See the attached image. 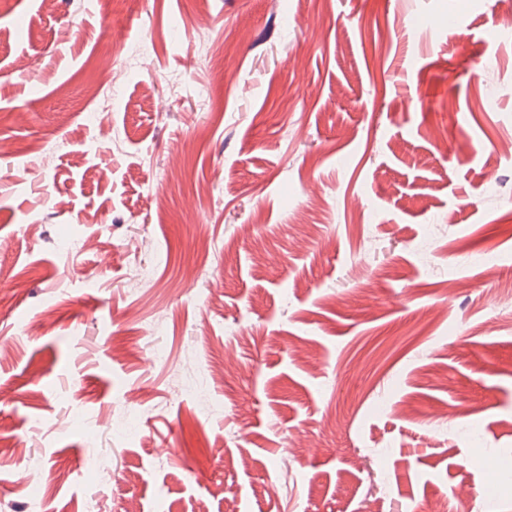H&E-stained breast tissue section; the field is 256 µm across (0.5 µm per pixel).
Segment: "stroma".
I'll list each match as a JSON object with an SVG mask.
<instances>
[{
  "instance_id": "1",
  "label": "stroma",
  "mask_w": 512,
  "mask_h": 512,
  "mask_svg": "<svg viewBox=\"0 0 512 512\" xmlns=\"http://www.w3.org/2000/svg\"><path fill=\"white\" fill-rule=\"evenodd\" d=\"M501 18L0 0V512L28 454L67 476L43 512H79L91 453L117 468L100 512H512ZM101 56L126 72L105 107ZM141 238L133 286L118 247ZM213 365L207 406L179 393ZM134 393L130 441L107 424Z\"/></svg>"
}]
</instances>
